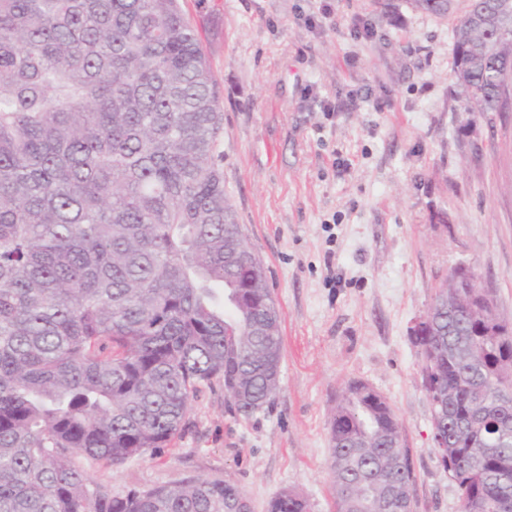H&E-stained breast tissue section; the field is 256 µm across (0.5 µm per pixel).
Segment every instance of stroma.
Returning <instances> with one entry per match:
<instances>
[{"label": "stroma", "instance_id": "stroma-1", "mask_svg": "<svg viewBox=\"0 0 512 512\" xmlns=\"http://www.w3.org/2000/svg\"><path fill=\"white\" fill-rule=\"evenodd\" d=\"M179 4L223 94L224 188L282 315L280 389L245 419L214 382L167 448L87 474L116 493L220 479L253 512L291 489L331 512V419L359 381L412 450L414 512H460L411 329L458 265L512 323V112L466 110L455 16L409 0Z\"/></svg>", "mask_w": 512, "mask_h": 512}]
</instances>
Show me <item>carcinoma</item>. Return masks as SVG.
Here are the masks:
<instances>
[{
  "label": "carcinoma",
  "mask_w": 512,
  "mask_h": 512,
  "mask_svg": "<svg viewBox=\"0 0 512 512\" xmlns=\"http://www.w3.org/2000/svg\"><path fill=\"white\" fill-rule=\"evenodd\" d=\"M451 0H412L445 15ZM454 28L469 112L505 111L512 0H467ZM221 95L178 0H0V512H226L198 478L123 494L75 459L119 467L185 428L224 379L248 418L279 389L281 315L224 192ZM460 300L464 340L417 336L425 390L448 394L441 462L461 512H512V335ZM387 399L348 385L331 420L334 512L413 498ZM266 512H310L284 490Z\"/></svg>",
  "instance_id": "obj_1"
}]
</instances>
